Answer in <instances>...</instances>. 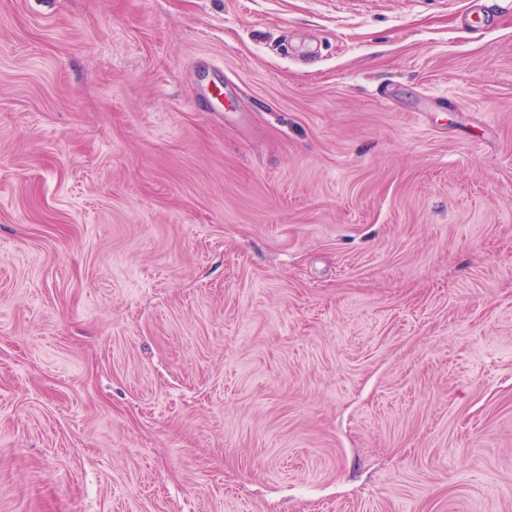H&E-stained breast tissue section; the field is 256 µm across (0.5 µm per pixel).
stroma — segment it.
I'll return each instance as SVG.
<instances>
[{
    "label": "stroma",
    "mask_w": 512,
    "mask_h": 512,
    "mask_svg": "<svg viewBox=\"0 0 512 512\" xmlns=\"http://www.w3.org/2000/svg\"><path fill=\"white\" fill-rule=\"evenodd\" d=\"M0 512H512V7L0 0Z\"/></svg>",
    "instance_id": "1"
}]
</instances>
